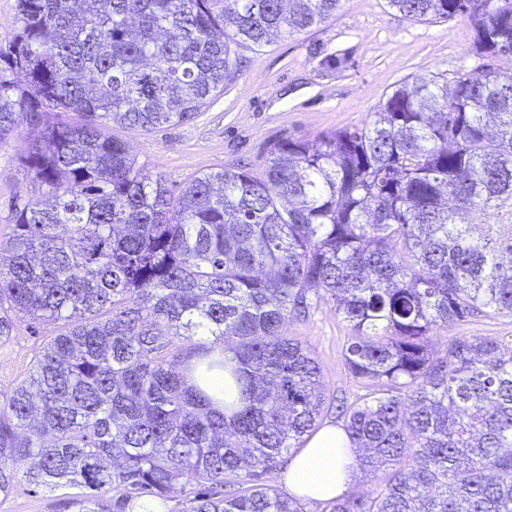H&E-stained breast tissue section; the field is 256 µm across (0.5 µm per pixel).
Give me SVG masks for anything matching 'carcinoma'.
Wrapping results in <instances>:
<instances>
[{"label":"carcinoma","instance_id":"carcinoma-1","mask_svg":"<svg viewBox=\"0 0 512 512\" xmlns=\"http://www.w3.org/2000/svg\"><path fill=\"white\" fill-rule=\"evenodd\" d=\"M343 0H17L0 46V138L41 128L21 165L41 187L0 241V341L61 323L0 397V497L79 486L56 512H134L184 479L177 512H301L264 481L315 430L321 370L288 320L325 295L344 359L374 386L344 410L359 465L388 468L329 512H512V352L437 328L512 315V76L403 82L370 120L280 138L260 171L205 173L175 196L112 126L193 120L261 47ZM418 21L467 15L474 50L512 60V0H388ZM492 224L473 235V216ZM65 227L66 234L57 233ZM213 338L226 360L183 342ZM222 369L231 416L191 383Z\"/></svg>","mask_w":512,"mask_h":512}]
</instances>
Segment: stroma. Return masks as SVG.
I'll list each match as a JSON object with an SVG mask.
<instances>
[{"label":"stroma","instance_id":"stroma-1","mask_svg":"<svg viewBox=\"0 0 512 512\" xmlns=\"http://www.w3.org/2000/svg\"><path fill=\"white\" fill-rule=\"evenodd\" d=\"M474 31L466 16L417 21L388 6L387 0H345L334 19L307 31L280 37L260 48L242 49L243 66L223 92L212 97L192 121L149 133L113 127L147 172L162 174L173 192L204 173L240 162L260 167L268 144L281 137L304 140L362 125L400 83L420 73L447 77L480 73L485 58L473 50ZM36 128L20 125L0 139V238H6L21 198L36 190L20 158ZM58 324L34 327L17 320L0 342V392H11L28 374ZM290 336L318 362L325 383L321 423L336 419V401L364 403L371 392L344 363L351 331L332 303L314 300L309 314L290 320ZM463 336L496 341L512 350V316H478L433 331L434 350ZM75 487L55 496L21 485L0 512H52L56 498L78 495Z\"/></svg>","mask_w":512,"mask_h":512}]
</instances>
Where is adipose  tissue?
<instances>
[{
    "label": "adipose tissue",
    "mask_w": 512,
    "mask_h": 512,
    "mask_svg": "<svg viewBox=\"0 0 512 512\" xmlns=\"http://www.w3.org/2000/svg\"><path fill=\"white\" fill-rule=\"evenodd\" d=\"M357 475L355 450L342 425L319 428L288 463L279 482L290 496L317 502L343 495Z\"/></svg>",
    "instance_id": "adipose-tissue-1"
}]
</instances>
